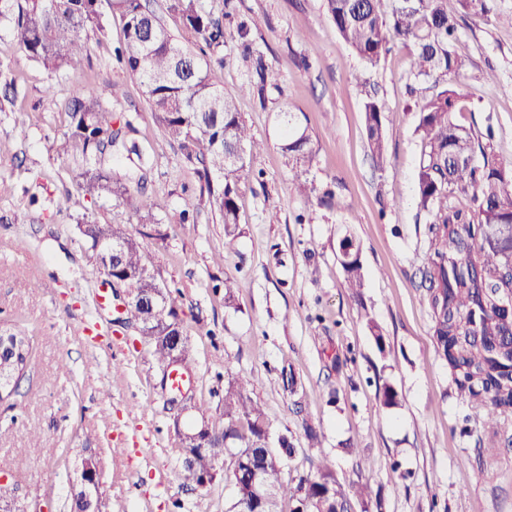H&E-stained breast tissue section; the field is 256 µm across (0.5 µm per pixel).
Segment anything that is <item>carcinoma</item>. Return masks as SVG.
<instances>
[{
	"mask_svg": "<svg viewBox=\"0 0 512 512\" xmlns=\"http://www.w3.org/2000/svg\"><path fill=\"white\" fill-rule=\"evenodd\" d=\"M386 11L383 0H327V12L341 38L365 61L375 64L397 44L410 49L411 74L432 84L433 92L419 101L417 131L423 142L418 194L420 207L431 216L429 249L421 287L431 309L433 339L439 358L448 366L452 387L485 419L490 429L512 416V325L497 313L502 291L512 289V274L503 271L506 251L512 241L496 239L502 228L512 226V163L484 159L474 165L476 152L486 146L473 133L451 119L457 91L448 87V76H458L463 62L455 53L457 21L448 12V0H397ZM464 14L485 17L486 0H457ZM111 13L123 23V39L116 60L136 79L155 120L177 142L184 161L201 165L202 193L220 214L224 246L233 248L239 236L236 204L247 160L260 149L238 112L235 98L224 93L213 79L224 67V27L199 5V0H167V10L179 16L182 27L172 34L158 23L143 0H109ZM11 25L24 57L50 75L76 71L90 53L92 39L107 33L109 21L101 0H0V23ZM365 130L369 149L380 165L386 163V144L381 112L375 100L365 103ZM67 130L60 151L87 161L124 142L122 128L114 127V113L104 101V92L91 84L77 87L64 103ZM296 172L308 170L314 160L306 131L293 124L282 144ZM83 198L95 202L112 199L137 215L139 223H158V201L147 202L131 191L137 172L122 178L100 167L82 173ZM466 199L461 204L459 198ZM85 241L124 239L127 247L118 261L116 277L125 288L148 295L156 283L143 277L152 270L147 256L125 225L90 222ZM341 262L347 287H362L359 248L342 242ZM169 311L144 330L143 342L153 357L161 378L170 376L171 349L163 333L170 325L182 326L183 310L166 293ZM181 374L192 375L188 337H183L179 365ZM207 423L202 433L204 447L183 450L192 459L188 476L212 468L216 447L223 439L238 444L229 469L224 471L236 491L233 509L248 512H282L281 502L305 503L311 512H350V499L336 485L328 461L316 466V474L301 476L295 485L280 480L282 456H291L288 438L270 442L265 413L252 399L248 381L236 379L224 389L221 421H209L208 410L195 407ZM259 473L261 482L251 477Z\"/></svg>",
	"mask_w": 512,
	"mask_h": 512,
	"instance_id": "cac0c4a2",
	"label": "carcinoma"
}]
</instances>
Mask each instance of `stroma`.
<instances>
[{
    "label": "stroma",
    "mask_w": 512,
    "mask_h": 512,
    "mask_svg": "<svg viewBox=\"0 0 512 512\" xmlns=\"http://www.w3.org/2000/svg\"><path fill=\"white\" fill-rule=\"evenodd\" d=\"M200 2L224 23L216 80L262 144L239 190L240 235L231 251L194 169L114 60L119 16L83 69L55 78L26 61L0 25V61L17 79L15 103L0 112V181L11 187L0 196V325L33 344L30 372L0 402V490L43 512H70L73 471L89 451L103 512H230L234 503L224 477L204 487L188 478L146 345L135 328L114 325L117 299L97 304L105 276L77 226L118 214L184 310L196 401L219 419L228 382L248 380L273 433L294 447L283 481L312 473L325 458L344 491L367 486L353 512H512V417L490 437L455 393L420 286L429 219L419 206L422 141L408 48L398 44L378 63L366 62L339 36L326 0ZM242 21L250 28L244 39ZM458 21L455 50L465 69L452 80V119L489 141L490 159L512 162V27ZM87 82L119 87L108 104L130 122L125 139L139 152L112 148L101 165L118 177L140 169L141 194L166 204L160 224H138L110 199L74 207L84 164L57 146L67 125L63 103ZM258 82L263 95L241 93ZM370 95L385 109L381 167L365 133ZM287 111L315 151L303 174L281 150ZM346 239L361 251L364 286L356 292L341 264ZM285 368L296 393L284 388ZM386 383L398 392L391 408L378 400ZM307 423L317 440L306 438ZM488 440L496 454L484 452Z\"/></svg>",
    "instance_id": "1"
}]
</instances>
